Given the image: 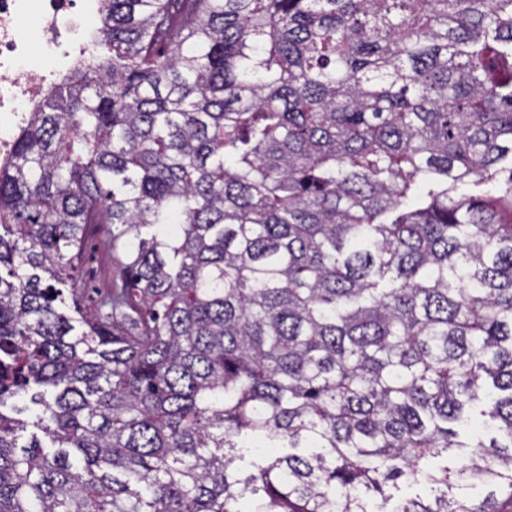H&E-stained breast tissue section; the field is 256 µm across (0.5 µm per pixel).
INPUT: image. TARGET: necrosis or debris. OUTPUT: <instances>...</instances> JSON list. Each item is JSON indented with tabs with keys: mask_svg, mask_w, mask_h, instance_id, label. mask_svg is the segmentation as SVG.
I'll list each match as a JSON object with an SVG mask.
<instances>
[{
	"mask_svg": "<svg viewBox=\"0 0 512 512\" xmlns=\"http://www.w3.org/2000/svg\"><path fill=\"white\" fill-rule=\"evenodd\" d=\"M101 0H0V164L45 88L97 51Z\"/></svg>",
	"mask_w": 512,
	"mask_h": 512,
	"instance_id": "4bbe7bcc",
	"label": "necrosis or debris"
}]
</instances>
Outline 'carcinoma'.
I'll return each mask as SVG.
<instances>
[{
  "instance_id": "cac0c4a2",
  "label": "carcinoma",
  "mask_w": 512,
  "mask_h": 512,
  "mask_svg": "<svg viewBox=\"0 0 512 512\" xmlns=\"http://www.w3.org/2000/svg\"><path fill=\"white\" fill-rule=\"evenodd\" d=\"M102 2L0 166V512H512V0ZM120 267L112 260L111 252L101 234L89 236L81 258L75 260L72 274L84 285L81 300L88 310L93 309L98 294L118 280Z\"/></svg>"
}]
</instances>
